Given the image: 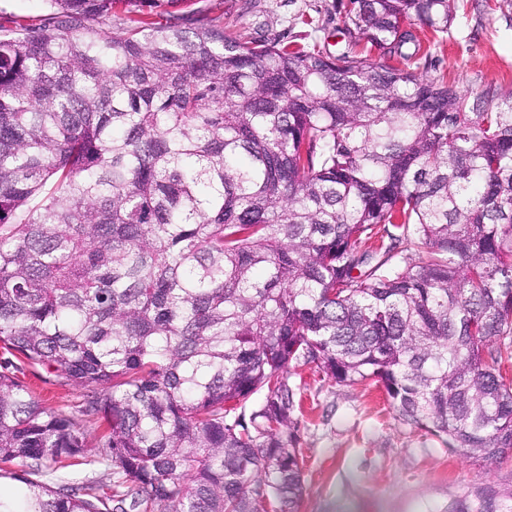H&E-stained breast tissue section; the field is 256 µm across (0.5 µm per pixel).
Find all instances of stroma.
<instances>
[{"instance_id": "1", "label": "stroma", "mask_w": 512, "mask_h": 512, "mask_svg": "<svg viewBox=\"0 0 512 512\" xmlns=\"http://www.w3.org/2000/svg\"><path fill=\"white\" fill-rule=\"evenodd\" d=\"M349 0H189L181 24L204 13L242 41L277 40L346 51ZM421 43L415 71L442 77L458 91H512V0H455L447 32L414 26ZM17 377L49 407L74 413L82 388L9 357ZM302 404L294 419L304 459L305 492L298 512H446L492 487L512 495V455L482 461L448 448L431 433L403 423L373 382L336 384L311 366L293 370Z\"/></svg>"}]
</instances>
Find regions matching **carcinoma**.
<instances>
[{
    "mask_svg": "<svg viewBox=\"0 0 512 512\" xmlns=\"http://www.w3.org/2000/svg\"><path fill=\"white\" fill-rule=\"evenodd\" d=\"M47 2L0 25V349L88 393L0 372V512H296L303 365L512 454V92L408 66L454 0H350L397 66L155 19L187 0ZM5 360L11 361L17 377L44 405L72 414L82 403L85 390L81 387L62 383L53 373L40 367H31L20 358L0 349V365Z\"/></svg>",
    "mask_w": 512,
    "mask_h": 512,
    "instance_id": "carcinoma-1",
    "label": "carcinoma"
}]
</instances>
